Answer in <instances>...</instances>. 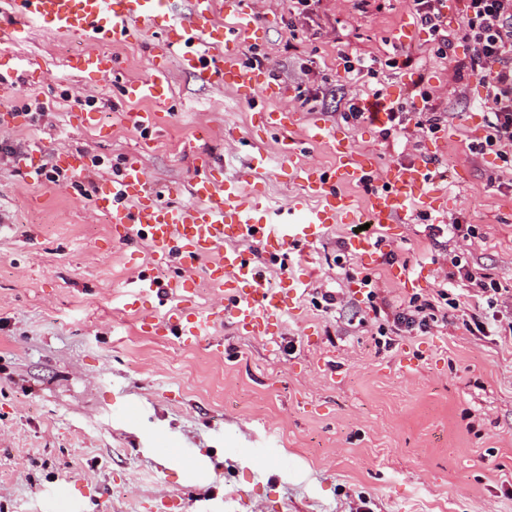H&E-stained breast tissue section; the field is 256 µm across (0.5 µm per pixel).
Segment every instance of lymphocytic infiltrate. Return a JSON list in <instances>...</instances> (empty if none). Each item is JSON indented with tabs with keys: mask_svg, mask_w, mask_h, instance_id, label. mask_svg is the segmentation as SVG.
I'll return each instance as SVG.
<instances>
[{
	"mask_svg": "<svg viewBox=\"0 0 512 512\" xmlns=\"http://www.w3.org/2000/svg\"><path fill=\"white\" fill-rule=\"evenodd\" d=\"M445 0H412L417 21L429 29L436 41L437 58L447 62L455 78L471 72L482 81L486 95L484 106L493 114L491 134L486 149L512 165V0H467L466 13L457 32H449L443 12ZM463 38L470 47L467 62L454 57L456 38ZM448 279L468 281L474 294L465 296L463 304L474 309L472 318L477 332L512 339V289L501 285L488 274L473 273L460 255L450 259ZM488 305L494 314L491 321L478 316L480 305ZM392 324L399 331L422 333L439 324H447L448 314L435 302L410 298L391 312Z\"/></svg>",
	"mask_w": 512,
	"mask_h": 512,
	"instance_id": "obj_1",
	"label": "lymphocytic infiltrate"
}]
</instances>
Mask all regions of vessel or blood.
Instances as JSON below:
<instances>
[{
  "mask_svg": "<svg viewBox=\"0 0 512 512\" xmlns=\"http://www.w3.org/2000/svg\"><path fill=\"white\" fill-rule=\"evenodd\" d=\"M175 0H0V42L14 37L15 23L48 25L64 35L83 38L88 50L79 58L77 71L90 76L106 75L116 61L105 49L128 40L133 31L161 28L167 33L165 61L143 80L125 85L130 99L165 103L170 82L168 60H175L206 84H228L247 100L271 84L266 69L244 66L239 35L255 30L258 13L253 0H188L187 12L173 9ZM232 19L222 28L219 17ZM224 35V57H211L205 49L208 38ZM308 140L330 145L340 157L335 168H293L292 176L305 195L318 198L319 207L307 211L301 205L287 209L280 222L252 225L251 215L263 208V200L244 196L241 182L222 183L206 174L193 185L199 204L193 208L155 203L149 179L137 161L125 163L118 178L100 192L97 208L106 210L120 238L142 237L152 247L154 263L163 266L178 260L184 272L204 270L220 304L212 317L228 319L247 336L269 335L271 321L280 320L290 302L304 289L303 281L285 276L271 280L245 251L236 249L241 240H255L281 263L303 255L320 243L331 225L355 222L350 197L344 188L365 184L374 171V158L353 150L336 129L321 123L308 126ZM438 177L430 163L421 160L403 169L387 171L383 189L368 199L366 221L381 227L402 223L412 207L424 213L446 209L448 198L437 189ZM362 267L372 268L385 257L383 243L364 236L350 244ZM209 317V318H212ZM209 318L188 316L184 307L169 310L155 323L157 334H173L183 343L205 339Z\"/></svg>",
  "mask_w": 512,
  "mask_h": 512,
  "instance_id": "b4317fda",
  "label": "vessel or blood"
}]
</instances>
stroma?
Listing matches in <instances>:
<instances>
[{
    "instance_id": "obj_1",
    "label": "stroma",
    "mask_w": 512,
    "mask_h": 512,
    "mask_svg": "<svg viewBox=\"0 0 512 512\" xmlns=\"http://www.w3.org/2000/svg\"><path fill=\"white\" fill-rule=\"evenodd\" d=\"M258 7L262 40L243 45L266 55L273 83L286 88L271 104L299 113L292 138L318 119L383 169L431 156L447 211L369 227L396 258L367 272L346 249L355 224L333 225L311 261L286 268L257 242H240L271 276L308 282L275 337L218 322V353L154 335L145 315L163 318L180 302L208 312L212 286L197 276L175 290L180 271L155 269L146 239L119 241L85 196L87 182L102 186L133 159L158 203L194 207L199 175L240 177L263 198L254 219L265 224L302 198L293 165L329 169L335 155L306 143L284 158L281 137L250 104L175 63L171 104L124 98V83L159 61L162 30L113 46L104 81L71 68L82 38L43 26L0 43V70L17 69L14 111L0 125V145L12 148L0 153V210L14 226L0 237V512H158L171 500L179 512H512V345L472 334L463 308L449 310L447 326L396 333L358 286L367 274L390 304L433 300L461 252L473 271L512 289V170L494 152L471 151L493 119L484 86L470 74L453 81L424 27L412 44L397 43L398 26L415 19L411 0H322L306 21L288 0ZM295 29L306 37L285 50ZM405 53L416 66L401 67ZM347 55L375 58L378 79H346ZM341 79L359 99L378 84L395 103L424 82L448 115L446 141L412 122L386 139L382 123L346 122ZM305 88L319 91L310 109L296 98ZM31 95L42 115L25 111ZM154 110L152 132L127 122ZM35 141L43 152L33 158ZM62 149L82 166L58 167ZM456 222L474 237H432V226ZM142 273L162 294L135 296ZM327 290L342 308L326 309ZM129 407L135 419H125Z\"/></svg>"
}]
</instances>
